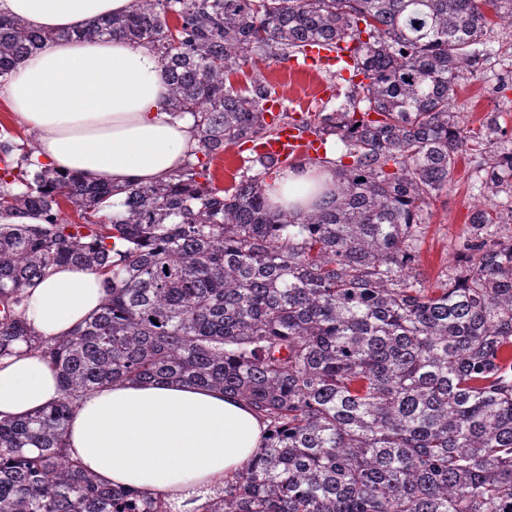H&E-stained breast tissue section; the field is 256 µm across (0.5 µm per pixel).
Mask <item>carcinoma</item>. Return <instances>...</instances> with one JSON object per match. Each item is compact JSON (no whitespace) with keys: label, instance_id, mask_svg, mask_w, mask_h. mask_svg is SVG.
I'll list each match as a JSON object with an SVG mask.
<instances>
[{"label":"carcinoma","instance_id":"carcinoma-1","mask_svg":"<svg viewBox=\"0 0 512 512\" xmlns=\"http://www.w3.org/2000/svg\"><path fill=\"white\" fill-rule=\"evenodd\" d=\"M490 11L512 23V0H134L51 35L0 15V77L50 42L121 36L157 50L172 113L200 133L178 174L119 200L0 135V217L39 220L0 222V359L38 352L62 389L0 421V512H172L65 452L74 402L126 380L220 389L267 422L266 446L201 512H512V235L489 231L491 199L452 277L429 293L417 272L423 212L480 146L453 108ZM314 44L342 54L350 94L302 127L336 148L283 164L255 154L254 174L214 186L219 154L290 119L273 84L231 76ZM308 167L336 172L331 199L272 211L271 170ZM481 186L512 192V151L490 154ZM61 264L98 273L106 297L47 341L21 305Z\"/></svg>","mask_w":512,"mask_h":512}]
</instances>
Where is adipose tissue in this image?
I'll return each instance as SVG.
<instances>
[{
	"label": "adipose tissue",
	"instance_id": "obj_1",
	"mask_svg": "<svg viewBox=\"0 0 512 512\" xmlns=\"http://www.w3.org/2000/svg\"><path fill=\"white\" fill-rule=\"evenodd\" d=\"M132 0H0V13L50 33L128 10ZM0 100L37 134L35 155L60 173L115 187L150 184L179 171L199 137L172 117L158 54L125 39L47 44L0 81ZM309 173L276 180L275 204L311 211ZM25 318L43 338L69 334L104 302L97 273L59 266L28 290ZM60 395L40 354L0 361V419H18ZM266 426L243 400L219 390L124 381L84 395L67 424L70 456L115 486L164 494L197 512L265 443Z\"/></svg>",
	"mask_w": 512,
	"mask_h": 512
}]
</instances>
